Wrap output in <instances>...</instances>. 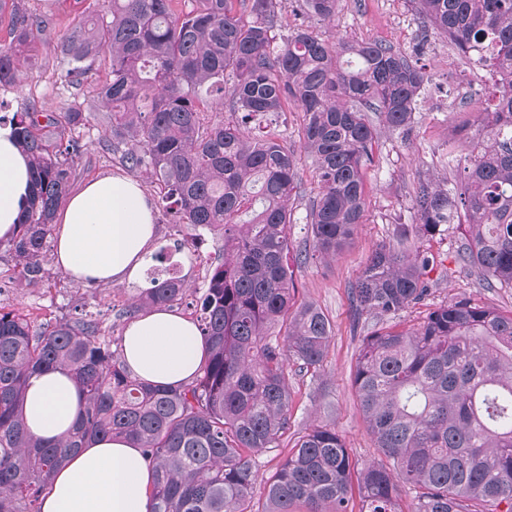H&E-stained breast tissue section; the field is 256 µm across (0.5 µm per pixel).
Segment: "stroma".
Listing matches in <instances>:
<instances>
[{
    "label": "stroma",
    "instance_id": "35a3bbf8",
    "mask_svg": "<svg viewBox=\"0 0 512 512\" xmlns=\"http://www.w3.org/2000/svg\"><path fill=\"white\" fill-rule=\"evenodd\" d=\"M85 7L86 0H8L0 11V44L12 39V12L37 13L49 19L41 41L30 51V63L20 68L15 84L0 86V114L9 116L33 106L45 112H60L73 105L91 115L80 133L84 153L71 180L75 189L102 175L123 172L112 154L98 146L102 128L96 118L97 102L81 92L63 89L59 79L61 64L55 45ZM300 25L330 41L377 42L408 53L418 52L429 80L408 135L390 132L381 127L378 114L370 116L379 127L378 141L366 173L365 219L353 239L331 260L314 258L294 268L296 301L320 307L331 319L335 335L315 375L289 369L290 429L278 447L256 455V467L263 477L278 468L299 432L317 424L335 426L356 467L379 460L351 387L359 341L367 327L352 321L349 288L376 245L394 240L402 226L413 224L411 200L419 176H435L447 181L449 189H456L458 173L448 161L469 157L479 143L477 116L485 111L496 80L489 69L468 63L443 36L434 35L427 43H420L421 20L414 0H338L336 15L328 22L302 18L296 13L294 0H282L275 28L277 38H285L288 31ZM298 178L301 192L290 201L293 222L288 226L290 253L294 256L311 247L306 214L319 187L309 159H302ZM155 224V246L172 247L169 263L187 283L177 309L191 316L202 288L208 285L209 271L198 265L192 251L175 249L177 243L190 239L192 231L187 225L174 223L160 211L155 214ZM466 236L465 224H452L441 236L423 243V250L442 262L431 274L430 303L466 297L503 312L511 311L512 288L481 287L476 273L458 261L457 252ZM135 293L134 286L125 283L77 286L49 259L44 262L40 279L25 280L11 255L0 246V308L25 316L32 326L69 320L84 312L98 322L102 338L114 345L120 342L128 324L122 312Z\"/></svg>",
    "mask_w": 512,
    "mask_h": 512
}]
</instances>
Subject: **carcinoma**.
<instances>
[{
    "mask_svg": "<svg viewBox=\"0 0 512 512\" xmlns=\"http://www.w3.org/2000/svg\"><path fill=\"white\" fill-rule=\"evenodd\" d=\"M199 2L182 14L174 0H90L93 26L73 24L57 50L69 86L88 80L92 61L109 52L107 77L93 88L105 108L100 148L128 172L155 178L157 204L175 223L224 236V260L195 310L207 346L202 372L174 389L151 387L94 320L35 330L0 310V512H41L56 472L88 442L112 435L131 439L154 466L152 512H354L355 483L359 512H401L402 485L415 490L410 512H512V312L461 299L428 310L413 328L395 325L431 293L435 260L416 243L460 217L469 229L462 263L483 287L512 288V0H417L422 39L448 38L497 81L481 113L487 144L464 167L460 189L419 181L415 224L396 243L378 245L350 288L354 322L366 315L377 325L360 340L352 388L384 461L357 472L336 428L313 426L263 480L260 507L255 455L278 447L288 431V364L319 369L333 336L330 318L312 303L296 304L292 288L288 202L297 164L310 158L319 182L308 216L313 252L334 257L364 217L376 139L367 113L408 130L428 78L391 45L329 42L303 26L276 44L278 0ZM297 2L320 21L336 15L337 0ZM45 28L39 14L14 15V38L0 44V86L15 82ZM209 101L228 104L240 122L205 123ZM288 101L304 117L300 150L249 135V123ZM5 123L32 175L6 247L34 280L88 116L33 107L0 116ZM145 274L150 287L127 307L130 318L187 291L180 277ZM49 369L70 372L84 396L76 427L52 443L35 439L23 416L29 379Z\"/></svg>",
    "mask_w": 512,
    "mask_h": 512,
    "instance_id": "carcinoma-1",
    "label": "carcinoma"
}]
</instances>
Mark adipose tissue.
<instances>
[{
  "mask_svg": "<svg viewBox=\"0 0 512 512\" xmlns=\"http://www.w3.org/2000/svg\"><path fill=\"white\" fill-rule=\"evenodd\" d=\"M29 168L11 125H0V239L18 230ZM156 234L153 204L138 179L106 175L69 196L55 231L52 262L74 283H137ZM198 326L174 309L141 312L126 326L121 359L143 382L176 387L199 374ZM83 395L72 376L47 370L29 382L25 417L33 435L52 441L78 419ZM154 470L129 439L100 437L56 476L41 512H152Z\"/></svg>",
  "mask_w": 512,
  "mask_h": 512,
  "instance_id": "adipose-tissue-1",
  "label": "adipose tissue"
}]
</instances>
